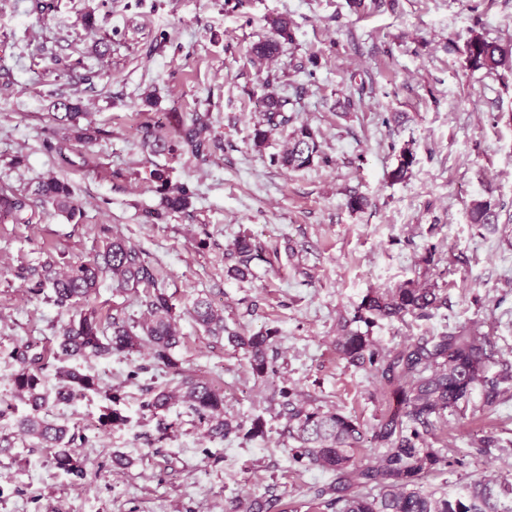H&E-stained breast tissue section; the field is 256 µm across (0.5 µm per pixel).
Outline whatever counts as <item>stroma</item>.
<instances>
[{"instance_id": "obj_1", "label": "stroma", "mask_w": 512, "mask_h": 512, "mask_svg": "<svg viewBox=\"0 0 512 512\" xmlns=\"http://www.w3.org/2000/svg\"><path fill=\"white\" fill-rule=\"evenodd\" d=\"M0 0V186L34 189L62 173L82 218L44 210L34 224H0V512H226L230 501L276 498L308 512L331 472L291 459L288 414L273 386L356 416L371 427L378 383L336 352L341 318L371 291L415 280L448 301L422 319L383 320L371 329L383 349L467 327L512 362V75L471 70L470 32L512 47V0ZM288 17L294 40L254 67L250 48L271 37L269 18ZM97 76L85 82L86 68ZM295 102L299 123L316 133L325 162L287 170L270 161L283 135L253 145L264 80ZM363 100L342 102L358 85ZM81 98L98 128L85 144L98 172L59 169L44 146L51 103ZM210 112L224 150L207 164L144 150L139 125ZM414 162L392 181L403 151ZM165 167L195 192L182 214L147 224L159 196L147 180ZM368 200L350 210L349 194ZM484 200L497 225L473 224ZM249 235L262 247L246 279L228 275L227 253ZM138 245L162 268L183 341L187 375L224 386L227 417L262 418L263 436L213 439L184 405L161 417L142 410L145 390L168 383L147 349L81 361L100 390L52 406L78 429L82 476L56 469L51 449L20 433L28 408L10 377L13 351L43 353L46 388L57 383L54 336L68 320L46 295L34 296L23 270L51 259L59 267L90 259L112 236ZM203 298L228 330L277 333L278 373L255 378L242 349L211 336L190 317ZM100 314L141 320L134 291L103 280L88 302ZM137 380H130L131 371ZM120 389L125 426L100 429L105 391ZM428 444L451 464L421 481L443 494L489 477L512 478V391L494 411L472 397L465 413L446 412Z\"/></svg>"}]
</instances>
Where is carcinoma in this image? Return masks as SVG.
Segmentation results:
<instances>
[{"mask_svg": "<svg viewBox=\"0 0 512 512\" xmlns=\"http://www.w3.org/2000/svg\"><path fill=\"white\" fill-rule=\"evenodd\" d=\"M274 36L255 44L251 54L259 60L282 51L284 43L293 41L291 23L284 17L270 20ZM466 61L473 70L512 72V51L490 41L475 31L464 44ZM263 110L254 127L253 141L260 147L275 130L292 128L286 148L271 156V162L288 169H302L323 158L317 135L305 124L296 125L294 101L287 95L267 92L262 97ZM53 126L45 143L56 152L64 167L78 166L88 171L98 168L97 158L89 153L78 154L74 161L67 142L92 138L89 130L79 125L82 112L78 98L53 102ZM211 115L191 112L171 130L163 126L141 127V143L153 154L173 160L205 164L224 150V141L208 134ZM149 179L160 196L161 208L144 212L146 222L153 224L164 215L179 213L191 205L194 191L186 182H174L165 168L156 167ZM33 195L41 206H50L74 221L81 215L74 204L68 181L50 175L41 180ZM31 195V196H33ZM27 191H14L0 186V218L9 217L14 224H32L37 212ZM499 215L487 201H478L470 209L473 224H496ZM259 256V247L250 237L242 235L234 244L235 263L228 274L244 279L252 274L251 264ZM30 293L38 295L52 289L51 301L62 311L88 300L96 292L101 279L112 280L118 292L143 288L141 305L146 319L129 322L117 312L106 317L90 309L70 317L56 335L55 360L59 385L55 398L45 390L42 378V356L18 349L12 358L18 368L12 376L15 392L29 406L30 413L19 422L20 430L47 448L55 449L53 463L67 474L82 475V466L73 456L71 446L81 438L48 418L50 401L68 402L77 393L98 392L97 378L70 362L87 356L110 358L149 348L153 360L172 374L176 387L156 386L147 389L146 409L158 414L174 403L184 404L199 423L207 427L212 438L224 439L243 430L252 438L264 434L261 419L253 420L249 429L224 417V392L213 383L185 376L174 357L180 344L172 297L158 287L160 270L148 260L136 244L114 236L93 258L78 262L67 271L57 268L53 260L44 261L33 270ZM446 296L438 288L408 281L395 288L372 291L363 299L352 319L344 321L336 337V350L348 363L380 385L383 406L380 418L373 425V440L381 448L368 465L357 462L363 443V425L355 418L335 409H324L313 401L300 398L286 386L274 391V397L288 409L289 434L298 443L291 449L292 459L307 468L319 467L334 473L333 482L314 492L320 512H512V480L507 478L480 480L460 485L437 496L416 489L423 478L449 464L440 449L425 446L434 421L448 410H463L473 392L480 393L482 409L493 410L508 392L505 384L512 382V365L496 358L491 344L472 330L440 336H427L407 343L398 350L379 347L366 333L350 325L362 322L370 327L382 320H404L406 316L421 318L430 310L445 304ZM194 321L212 335L227 334L229 342L244 350L252 373L258 378L277 374L274 351L276 333L244 336L226 331L224 317L206 300L192 304ZM500 366L495 374L490 369ZM110 405L98 417L103 428L127 423L118 405L121 395L109 393ZM229 512H288L278 509V501L253 498L231 505Z\"/></svg>", "mask_w": 512, "mask_h": 512, "instance_id": "carcinoma-1", "label": "carcinoma"}]
</instances>
